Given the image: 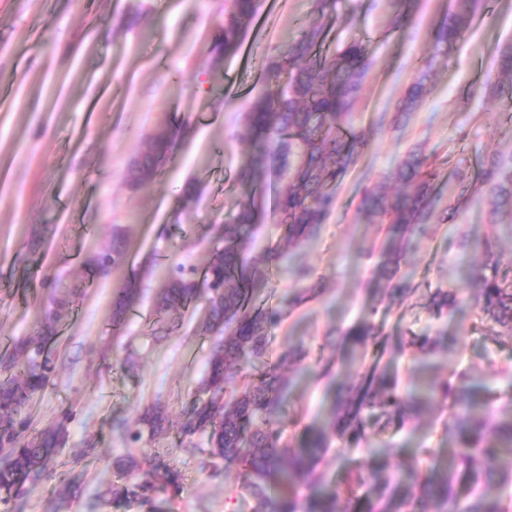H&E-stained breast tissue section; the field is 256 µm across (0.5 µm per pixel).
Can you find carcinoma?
I'll use <instances>...</instances> for the list:
<instances>
[{
    "mask_svg": "<svg viewBox=\"0 0 512 512\" xmlns=\"http://www.w3.org/2000/svg\"><path fill=\"white\" fill-rule=\"evenodd\" d=\"M480 5L481 0H448V14L434 31L432 52L419 60L420 77L401 110L418 106L426 95L425 80L436 59L465 38ZM257 7L258 0H228L221 38L212 47L215 54L228 56L238 50ZM324 41L323 24L308 26L267 69L278 83L277 91L254 97L243 115L255 152L239 167L237 180L248 193L256 194L269 147L284 159L298 156L293 169L284 164L278 167L271 198L272 211L290 243L307 239L328 218L334 199L326 187L343 178L364 145L362 136L351 130L345 117L355 107L370 65L366 47L351 41L329 55L322 51ZM497 70L502 82L496 91L511 104V44L498 53ZM170 146V125L163 123L149 137L138 165L130 167L131 181L136 185L151 182L166 162ZM423 165L421 160H406L397 180L410 183L421 177ZM457 179L462 187L473 182L484 187L490 205L489 231L476 244L483 264L475 301L484 319L512 332V279L500 274L498 254L503 227L512 233V222L504 225L500 220L504 213L512 215V158L493 156L473 175L457 170ZM428 206L423 185L416 194L390 204L372 191L363 194L362 210L380 212L394 224L395 234L381 248V255L389 262H398L411 237L423 231L419 222ZM253 222L254 206L246 203L231 221L212 225L216 247L209 262L200 271L176 265L175 273L159 291L157 306L163 312L206 297L212 325L224 329V343L214 349L208 376L199 389L207 398L191 402L185 434H207L213 456L240 465V489L255 500V512H340L337 497L325 493L323 476L317 473L332 439L361 445L367 442V427L385 428L395 421L403 425L441 400L450 408L445 424L448 447L426 449V466L414 459L396 472L378 468L350 473L343 489L349 512H403L406 507L412 512H512V406L490 408L480 399L485 389L482 383L460 378L425 390L402 391L387 367L377 361L357 381L342 387L320 435L298 450L283 442V431L273 425L271 416L284 400L286 387L276 385L268 373L255 374L282 313L254 303L262 272L242 258ZM125 257V244L117 237L108 251L92 256L86 265L92 272H103L111 265H120ZM466 290L465 284L439 289L431 296L429 308L438 315L451 314L462 303ZM138 295L134 282L116 293L115 324H121ZM52 304L51 316L41 322L36 333L0 359V450L6 451L0 459V501L5 504L42 474L44 457L65 436L61 421L27 440V421L22 416L30 398L51 380L57 326L70 313V296L56 294ZM374 336L375 328L367 323L345 333V339L355 345H363ZM413 343L420 351L433 353L439 339L425 330L413 336ZM238 376L243 378L240 391L226 403V387ZM298 484L308 489L303 504L296 494ZM168 487H179L177 472L153 467L133 487L116 489V495L134 496Z\"/></svg>",
    "mask_w": 512,
    "mask_h": 512,
    "instance_id": "carcinoma-1",
    "label": "carcinoma"
}]
</instances>
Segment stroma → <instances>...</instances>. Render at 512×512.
<instances>
[{
	"instance_id": "stroma-1",
	"label": "stroma",
	"mask_w": 512,
	"mask_h": 512,
	"mask_svg": "<svg viewBox=\"0 0 512 512\" xmlns=\"http://www.w3.org/2000/svg\"><path fill=\"white\" fill-rule=\"evenodd\" d=\"M225 0H0V355L30 336L51 310L53 292L72 291L70 317L59 328V353L47 388L29 400L31 432L66 421L38 480L0 512H254L241 494L240 470L216 462L206 436L184 435L189 403L208 370L221 331H206V306L177 314L157 309L159 288L173 265L204 266L210 227L236 213L246 196L237 170L253 146L242 114L274 83L267 64L313 22L325 26L327 51L363 42L371 68L347 118L368 147L357 165L329 188L334 208L316 232L288 244L270 210L269 195L255 198V223L243 257L265 282L259 304L284 312L273 328L260 371L288 381L278 418L290 447L299 448L324 427L336 401L321 379L324 365L343 362L342 381L356 380L382 356L402 388L439 383L463 374L482 381L483 400L512 401V336L480 318L474 301L435 316L431 292L459 285L481 263L473 242L489 223L483 187L457 204L458 169L476 171L481 158L512 155V107L481 92L494 75L499 49L512 44V0H485L465 40L439 59L428 94L410 118L395 107L416 78L414 65L431 47L448 0H282L260 5L238 51L216 58L212 45L224 24ZM410 23L396 31L400 11ZM174 127L160 176L135 187L129 168L162 122ZM428 158L433 207L426 232L399 260L398 279L413 289L394 300L383 292L379 250L388 227L359 211L365 190L393 200L407 192L398 163L410 153ZM199 198L183 207L186 185ZM127 239L118 267L89 275L86 261L106 247L113 229ZM307 272L295 280L290 270ZM140 285L138 302L121 328L112 325L115 293ZM306 292L299 305L289 296ZM360 321L381 333L380 346L350 349L342 331ZM441 339L425 354L410 339L422 330ZM165 429L139 426L151 410ZM446 406L425 409L402 427L370 432L367 447L333 441L319 470L329 492L346 473L442 448ZM141 430L126 443L115 423ZM399 446L396 456L381 445ZM139 470L152 464L179 474L178 491L137 500L113 497L129 483L117 459Z\"/></svg>"
}]
</instances>
